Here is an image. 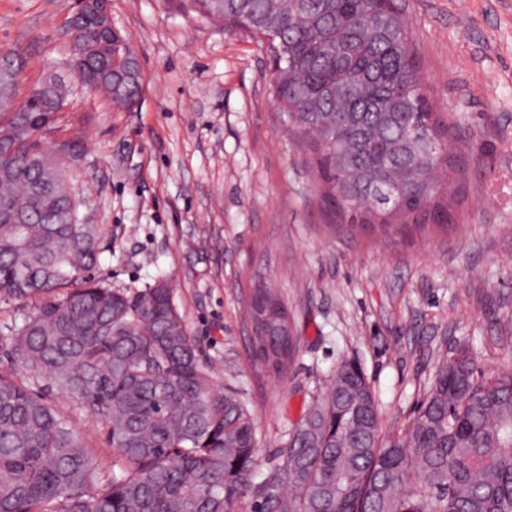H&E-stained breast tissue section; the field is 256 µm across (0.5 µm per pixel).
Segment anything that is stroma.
Returning a JSON list of instances; mask_svg holds the SVG:
<instances>
[{
    "instance_id": "35a3bbf8",
    "label": "stroma",
    "mask_w": 512,
    "mask_h": 512,
    "mask_svg": "<svg viewBox=\"0 0 512 512\" xmlns=\"http://www.w3.org/2000/svg\"><path fill=\"white\" fill-rule=\"evenodd\" d=\"M76 2L0 0V51L26 62L21 92L50 72L71 79ZM398 4L456 146L448 231H346L284 130L265 47L176 0H112V23L141 61L139 101L121 109L74 81L43 140L76 147L80 213L111 244L107 286L168 280L212 386L256 420L260 478L341 360L365 372L385 437L412 423L457 347L485 373L512 365V0ZM260 282L287 305L297 338L282 380L248 342L245 304ZM50 401L111 471L105 425L64 394Z\"/></svg>"
}]
</instances>
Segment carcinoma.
Listing matches in <instances>:
<instances>
[{"label": "carcinoma", "mask_w": 512, "mask_h": 512, "mask_svg": "<svg viewBox=\"0 0 512 512\" xmlns=\"http://www.w3.org/2000/svg\"><path fill=\"white\" fill-rule=\"evenodd\" d=\"M261 39L274 63L285 125L308 150L325 203L351 226L403 232L448 227L455 167L448 120L436 112L396 0H180ZM86 86L118 107L100 33L70 42ZM25 62L0 52V291L39 302L10 337L0 369V512H512V367L477 373L466 348L444 359L415 420L387 444L363 370L341 362L265 482L253 418L210 385L164 280L133 294L103 286L99 224L73 223L74 148H38L70 88L56 78L11 111ZM288 313L259 284L248 318ZM266 340L283 378L295 336ZM98 414L119 471L95 464L87 441L43 393ZM96 495L88 498V490Z\"/></svg>", "instance_id": "obj_1"}]
</instances>
